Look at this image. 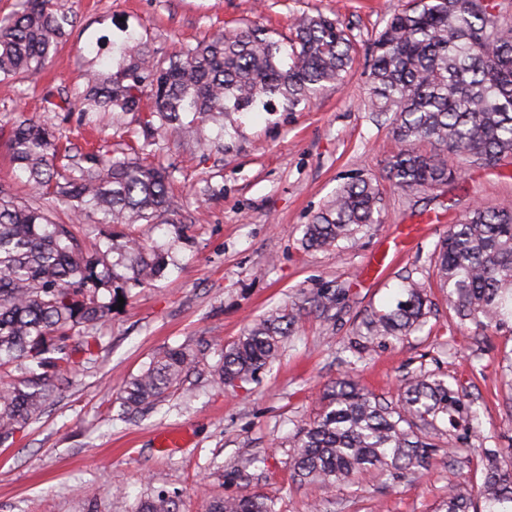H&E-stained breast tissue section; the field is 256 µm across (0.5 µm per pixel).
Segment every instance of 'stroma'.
<instances>
[{
    "label": "stroma",
    "mask_w": 512,
    "mask_h": 512,
    "mask_svg": "<svg viewBox=\"0 0 512 512\" xmlns=\"http://www.w3.org/2000/svg\"><path fill=\"white\" fill-rule=\"evenodd\" d=\"M76 18L48 72L0 88V182L26 202L34 192L15 179L3 125L16 114L55 125L82 143L76 120L43 109L45 86L83 85L91 69L88 42L119 39L141 28L151 51L220 31L260 25L275 38L293 36L296 22L319 13L350 34L354 62L345 82L289 111L233 113L208 124L215 148L202 151L173 133L160 158L173 168L171 202L183 225L139 224L151 246L171 248L164 278L132 289L122 308L95 329L94 364L76 355L71 385L46 403L14 442L0 446V512H131L155 489L181 491L183 512L203 498L257 493L275 512H435L462 477L477 481L489 448L512 446V323L478 328L459 323L446 295L432 286L426 325L366 349L362 320L394 308L403 279H428L436 242L475 204L512 209V162L472 165L456 181L402 190L386 179L399 150L383 118L365 111L369 47L397 0H58ZM371 177L383 189L381 221L329 249L306 247L303 229L349 177ZM403 224L427 232L376 279L363 274L367 257ZM335 292L326 313L304 309L321 289ZM301 315L276 359L249 382L219 384L209 367L269 310ZM206 348V361L155 408L129 416L118 400L122 383L163 351ZM429 371L454 377L477 413L468 453L447 431L430 467L417 475L345 485H299L288 439L318 411L325 390L350 374L375 395L397 401L404 377ZM188 428L192 441L175 454L155 449L157 432Z\"/></svg>",
    "instance_id": "1"
}]
</instances>
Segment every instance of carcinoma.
I'll list each match as a JSON object with an SVG mask.
<instances>
[{"instance_id": "1", "label": "carcinoma", "mask_w": 512, "mask_h": 512, "mask_svg": "<svg viewBox=\"0 0 512 512\" xmlns=\"http://www.w3.org/2000/svg\"><path fill=\"white\" fill-rule=\"evenodd\" d=\"M492 0H406L394 10L370 49L365 110L388 117L400 150L387 162V177L401 189L434 188L460 177L469 164L497 166L512 156V19L495 13ZM73 17L56 0H19L0 19V84L12 86L48 68L66 42ZM95 68L79 96L48 89L47 112L77 113L96 126L100 114L133 113L120 156L63 146L50 127L24 115L11 123L12 162L32 190L64 206L69 223L50 210L19 200L0 184V444L41 412L70 383L73 355L94 361L95 328L131 288L164 276L161 253L130 234L112 248L115 261L84 245L99 227L180 224L171 208L172 172L154 161L165 134H192L198 148L216 139L205 133L215 116L252 112L280 101L293 111L327 84L343 80L352 41L336 20L319 14L299 22L295 38L277 39L260 27L184 43L157 59L136 29L116 42L90 43ZM119 58V69L112 61ZM429 142L441 152L428 154ZM382 192L372 179L351 178L305 226L311 248L325 249L376 224ZM434 273L446 289L448 308L463 323L503 326L512 320V210L476 205L437 242ZM406 299L363 321L370 339L408 336L426 322L430 284L409 279ZM298 315L285 310L255 322L221 354L211 374L221 384L255 376L270 365ZM200 354L170 348L126 380L120 398L129 411L148 408L184 382ZM468 395L456 382L421 373L404 380L397 403L366 390L347 375L330 387L318 414L299 426L288 445L300 483L342 484L369 474L390 477L429 467L437 451V422L466 427ZM512 448L487 450L479 483L466 479L448 490L439 512H512ZM180 496L153 491L131 512H180ZM202 512H275L255 494L205 498Z\"/></svg>"}]
</instances>
